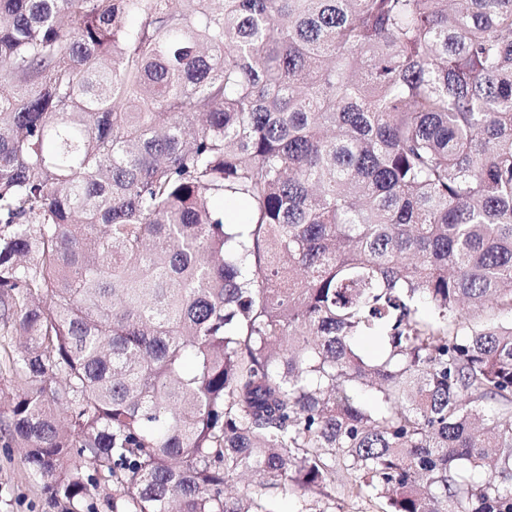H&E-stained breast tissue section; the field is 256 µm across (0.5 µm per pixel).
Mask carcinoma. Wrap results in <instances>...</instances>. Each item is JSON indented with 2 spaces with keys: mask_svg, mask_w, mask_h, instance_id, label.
Masks as SVG:
<instances>
[{
  "mask_svg": "<svg viewBox=\"0 0 512 512\" xmlns=\"http://www.w3.org/2000/svg\"><path fill=\"white\" fill-rule=\"evenodd\" d=\"M0 336L56 497L512 512V0H0ZM337 507L341 508V512H376L377 510L374 501L352 495L339 481L336 482V510H338Z\"/></svg>",
  "mask_w": 512,
  "mask_h": 512,
  "instance_id": "cac0c4a2",
  "label": "carcinoma"
}]
</instances>
